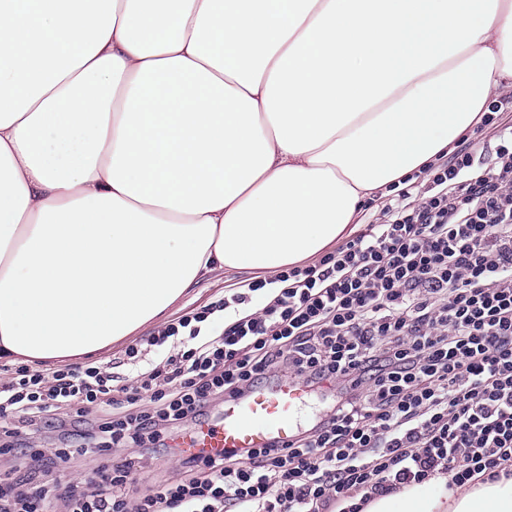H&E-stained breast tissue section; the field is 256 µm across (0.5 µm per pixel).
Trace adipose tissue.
Segmentation results:
<instances>
[{
	"instance_id": "adipose-tissue-1",
	"label": "adipose tissue",
	"mask_w": 512,
	"mask_h": 512,
	"mask_svg": "<svg viewBox=\"0 0 512 512\" xmlns=\"http://www.w3.org/2000/svg\"><path fill=\"white\" fill-rule=\"evenodd\" d=\"M512 88V0H0V358L317 257ZM365 512H512V478Z\"/></svg>"
}]
</instances>
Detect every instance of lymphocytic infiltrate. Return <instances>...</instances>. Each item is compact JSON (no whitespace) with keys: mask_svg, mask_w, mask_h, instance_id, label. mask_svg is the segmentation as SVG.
I'll return each instance as SVG.
<instances>
[{"mask_svg":"<svg viewBox=\"0 0 512 512\" xmlns=\"http://www.w3.org/2000/svg\"><path fill=\"white\" fill-rule=\"evenodd\" d=\"M493 99L476 133L387 188L380 214L312 265L242 290L128 346L133 385L94 366L0 381V512H364L440 475L476 486L512 472V123ZM224 320L209 335L212 318ZM178 340L176 354L144 350ZM288 379L325 402L288 445L211 458L174 427L214 419L217 398ZM70 411V420L60 418ZM58 433L59 448L28 446ZM139 446L111 460L112 449ZM107 455L91 486L62 482L75 455ZM174 458L149 486L147 460Z\"/></svg>","mask_w":512,"mask_h":512,"instance_id":"1","label":"lymphocytic infiltrate"}]
</instances>
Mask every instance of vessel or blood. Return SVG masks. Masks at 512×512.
Returning a JSON list of instances; mask_svg holds the SVG:
<instances>
[{
	"label": "vessel or blood",
	"instance_id": "obj_1",
	"mask_svg": "<svg viewBox=\"0 0 512 512\" xmlns=\"http://www.w3.org/2000/svg\"><path fill=\"white\" fill-rule=\"evenodd\" d=\"M305 397L302 385L283 382L255 391L248 400L225 403L222 421L194 430L187 446L217 458L231 448L287 443L299 424Z\"/></svg>",
	"mask_w": 512,
	"mask_h": 512
}]
</instances>
